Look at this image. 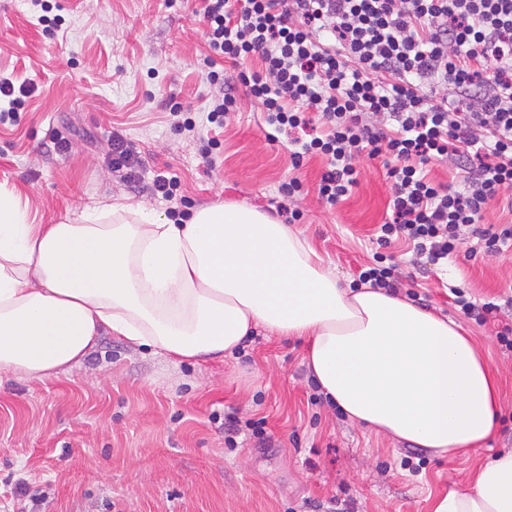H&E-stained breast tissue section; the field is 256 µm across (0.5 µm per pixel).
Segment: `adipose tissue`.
<instances>
[{
	"mask_svg": "<svg viewBox=\"0 0 512 512\" xmlns=\"http://www.w3.org/2000/svg\"><path fill=\"white\" fill-rule=\"evenodd\" d=\"M120 202L31 223L0 190V377L42 381L110 334L181 360L233 355L258 329L309 341L306 360L352 424L444 457H466L496 427L490 364L455 322L364 285L343 287L291 226L235 202L189 221ZM432 512H512V451Z\"/></svg>",
	"mask_w": 512,
	"mask_h": 512,
	"instance_id": "adipose-tissue-1",
	"label": "adipose tissue"
}]
</instances>
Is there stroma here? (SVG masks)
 Returning a JSON list of instances; mask_svg holds the SVG:
<instances>
[{"label": "stroma", "mask_w": 512, "mask_h": 512, "mask_svg": "<svg viewBox=\"0 0 512 512\" xmlns=\"http://www.w3.org/2000/svg\"><path fill=\"white\" fill-rule=\"evenodd\" d=\"M63 22L46 35L30 0H0V75L29 81L17 123L0 124V186L21 194L31 220L53 223L112 198L166 215L152 194L177 179L194 208L233 201L276 215L280 186L298 177L296 228L356 286L389 217L381 160H357L359 184L335 207L317 196L325 163L291 164L260 109L240 95L215 134V87L198 0H60ZM189 111L180 130L168 106ZM137 147L135 180L114 172L109 144ZM69 139L67 152L50 145ZM217 136L216 147L207 139ZM427 309L460 324L501 386V422L468 461L352 425L319 400L306 343L260 329L244 356L177 361L151 347L101 336L79 364L41 382L0 379V512H431L432 500L467 486L491 452L512 450V351L497 324H478L450 299L461 286L480 302L512 295V248L458 253L415 274ZM266 419L267 445L249 433L224 443V414Z\"/></svg>", "instance_id": "obj_1"}]
</instances>
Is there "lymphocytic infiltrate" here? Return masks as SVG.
I'll list each match as a JSON object with an SVG mask.
<instances>
[{
  "mask_svg": "<svg viewBox=\"0 0 512 512\" xmlns=\"http://www.w3.org/2000/svg\"><path fill=\"white\" fill-rule=\"evenodd\" d=\"M202 2L203 64L221 89L211 124L239 108L224 61L266 125L290 136L293 166L326 161L325 204L357 186L356 160L382 159L392 216L379 246L405 239L433 265L471 239L488 256L512 247L511 224L483 223L512 189V0ZM442 160L465 170L462 187L429 178Z\"/></svg>",
  "mask_w": 512,
  "mask_h": 512,
  "instance_id": "1",
  "label": "lymphocytic infiltrate"
}]
</instances>
